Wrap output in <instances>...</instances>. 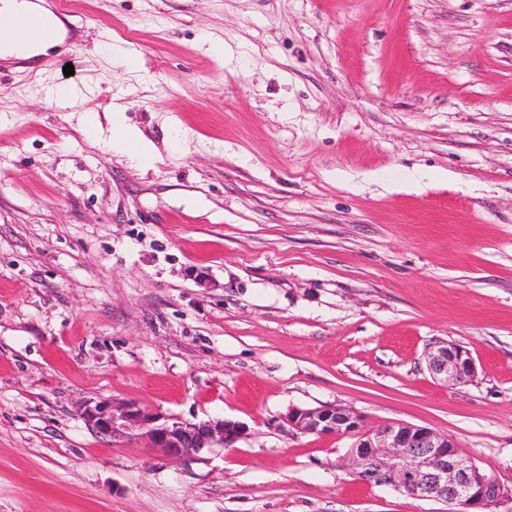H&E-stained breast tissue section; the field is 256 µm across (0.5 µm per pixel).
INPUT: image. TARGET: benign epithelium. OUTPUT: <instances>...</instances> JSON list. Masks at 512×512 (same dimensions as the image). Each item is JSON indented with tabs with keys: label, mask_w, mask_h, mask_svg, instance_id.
<instances>
[{
	"label": "benign epithelium",
	"mask_w": 512,
	"mask_h": 512,
	"mask_svg": "<svg viewBox=\"0 0 512 512\" xmlns=\"http://www.w3.org/2000/svg\"><path fill=\"white\" fill-rule=\"evenodd\" d=\"M425 359L432 375L446 383L465 384L477 372L470 353L456 344L435 341ZM77 413L98 435L140 438L173 460L195 459L215 446L230 448L243 435V426L235 421L166 417L134 402L86 400ZM288 423L304 433L354 437L348 459L352 472L364 482L414 499L457 505L464 512L512 509V491L481 471L448 434L404 423L366 430L360 416L338 405L295 408L288 413Z\"/></svg>",
	"instance_id": "benign-epithelium-1"
}]
</instances>
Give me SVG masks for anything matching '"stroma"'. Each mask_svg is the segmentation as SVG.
Returning <instances> with one entry per match:
<instances>
[{
    "label": "stroma",
    "instance_id": "1",
    "mask_svg": "<svg viewBox=\"0 0 512 512\" xmlns=\"http://www.w3.org/2000/svg\"><path fill=\"white\" fill-rule=\"evenodd\" d=\"M59 7L63 53L0 59V512H448L287 421L326 405L512 488V0ZM99 398L244 435L174 462ZM112 148L132 157L145 158L152 149L144 138L136 133L116 125L112 131ZM425 359L432 375L446 383L465 384L477 372L476 363L470 353L456 344L435 341L426 350Z\"/></svg>",
    "mask_w": 512,
    "mask_h": 512
}]
</instances>
